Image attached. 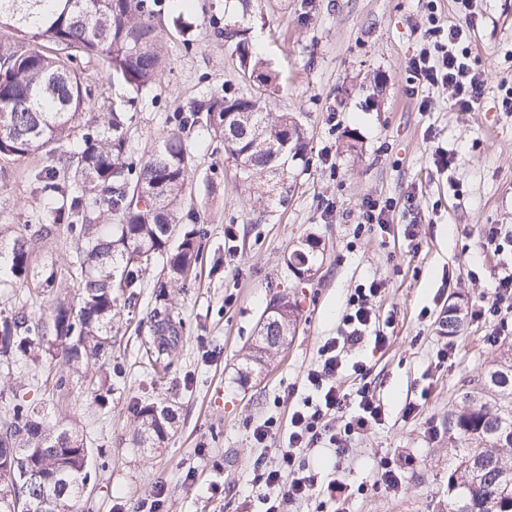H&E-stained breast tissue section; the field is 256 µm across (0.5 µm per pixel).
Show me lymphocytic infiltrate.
<instances>
[{"label":"lymphocytic infiltrate","mask_w":512,"mask_h":512,"mask_svg":"<svg viewBox=\"0 0 512 512\" xmlns=\"http://www.w3.org/2000/svg\"><path fill=\"white\" fill-rule=\"evenodd\" d=\"M455 2L462 17L461 22L445 27L435 24L425 29L422 36L425 46L409 60L408 67L417 87H451L453 108L459 112H469L483 97L485 84L469 64L472 0ZM383 288V282L373 281L355 289L347 305V330L344 336L328 339L323 344L320 362L306 376L308 387L317 395L316 400H305L302 408L293 413L288 441L278 451L276 466L259 471L254 477L256 485L266 488L278 485L282 475L287 473L291 476L286 490L288 498L309 496L316 490L317 484L311 474L297 467L298 452L314 443H323L334 451H342L345 436L364 428L368 423L381 421L384 411L374 392L366 386L347 392L341 388L339 379L345 370L342 348L356 343L363 328L369 326L374 316V302ZM352 405L357 408L356 415L345 421L340 430H331L329 418Z\"/></svg>","instance_id":"lymphocytic-infiltrate-1"}]
</instances>
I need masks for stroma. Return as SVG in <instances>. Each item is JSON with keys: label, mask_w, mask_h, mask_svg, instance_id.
<instances>
[{"label": "stroma", "mask_w": 512, "mask_h": 512, "mask_svg": "<svg viewBox=\"0 0 512 512\" xmlns=\"http://www.w3.org/2000/svg\"><path fill=\"white\" fill-rule=\"evenodd\" d=\"M158 7L166 63L127 126L140 162L171 132L166 116L187 111L205 89L242 85L231 47L216 35L224 0H189L182 10L158 0ZM253 10L263 18L253 41L278 77L277 107L302 113L308 129V166L287 204L254 212L222 140L185 128L195 167L182 221L200 229L203 262L169 290L181 336L171 365L156 373L150 354L149 313L166 278L158 264L134 304L120 310L105 402L76 382L45 389L40 370L29 368L20 382L0 386V425L20 401L41 406L49 423L76 422L93 450L85 512H266L271 501L280 512H438L448 501V411L512 345V310L492 306L498 268L512 255V111L502 104L512 87V0H474L471 64L487 84L471 112L455 111L442 87L407 93V61L423 44L428 18L456 20L453 0H255ZM178 15L190 24L186 32L173 25ZM79 66L90 91L84 132L124 89L101 58ZM438 146L455 151L452 171L436 169ZM42 163L34 154L0 159V225L10 234L54 221L31 178ZM369 197L393 200L387 228L363 223ZM491 227L499 231L498 255L487 245ZM310 235L325 251L302 284L286 255ZM71 251V241L54 234L35 237L31 255L35 270H54L56 292L69 297ZM372 280L386 289L371 325L343 351L347 364L364 370L343 384L369 385L382 421L352 435L342 454L302 449L304 469L318 483L335 482V493L286 501L283 486L255 487L257 468L278 461L322 345L345 329L350 294ZM281 294L299 304L297 333L265 364L245 368L259 320ZM456 301L467 318L449 336L440 320ZM379 335L384 345H376ZM148 403L171 407L175 418L158 447L140 448L134 408ZM268 420L277 435L256 443L254 428ZM386 459L400 476L393 489L378 481Z\"/></svg>", "instance_id": "obj_1"}]
</instances>
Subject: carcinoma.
I'll list each match as a JSON object with an SVG mask.
<instances>
[{"mask_svg": "<svg viewBox=\"0 0 512 512\" xmlns=\"http://www.w3.org/2000/svg\"><path fill=\"white\" fill-rule=\"evenodd\" d=\"M240 15L224 17L219 35L233 47L242 81L204 93L177 115L171 132L141 164L131 159L126 108L152 90L165 63L163 33L154 23L156 0H0V60L9 63L0 81V156L40 154L48 165L34 174L38 188L60 196L55 212L67 219L74 244L69 267L78 298L55 297L51 325L23 311L0 319V370L15 380L13 367H40L55 390L69 384L89 362L112 361V329L120 300L132 301L157 261L166 265V288L184 282L201 262L200 231L182 226L181 213L194 166L181 128L197 124L224 141L236 162L240 185L266 211L288 201V178L305 165L306 129L292 112H278L268 98L276 75L256 57L251 41V0H238ZM79 56L101 57L112 78L133 96L112 105L107 120L83 134L72 155L57 168L56 145L75 136L87 88L73 66ZM71 179L58 182L60 172ZM119 224H103L109 213ZM32 239L0 241V283L39 279L53 290L55 273L37 275L31 266ZM290 256L293 274L309 281L323 261L324 247L306 238ZM298 306L287 300L273 319L272 335H295ZM157 355L177 346L171 313L153 310ZM137 441L164 440L171 428L167 406L136 409ZM449 440L457 444L448 470V512H512V349L470 384L461 404L448 410ZM28 448L25 455L17 449ZM92 474V451L73 425L44 423L32 404L13 406L0 427V512L2 500L16 512H82L80 487Z\"/></svg>", "mask_w": 512, "mask_h": 512, "instance_id": "1", "label": "carcinoma"}]
</instances>
